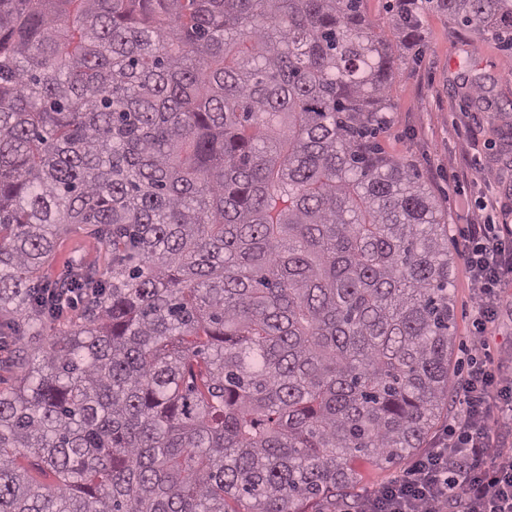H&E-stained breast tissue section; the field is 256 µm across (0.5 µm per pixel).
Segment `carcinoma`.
<instances>
[{
  "mask_svg": "<svg viewBox=\"0 0 512 512\" xmlns=\"http://www.w3.org/2000/svg\"><path fill=\"white\" fill-rule=\"evenodd\" d=\"M365 2L0 0V316L80 303L0 392V512H324L420 447L452 253L377 137L423 16L512 49V0ZM65 224L112 264L45 279Z\"/></svg>",
  "mask_w": 512,
  "mask_h": 512,
  "instance_id": "obj_1",
  "label": "carcinoma"
}]
</instances>
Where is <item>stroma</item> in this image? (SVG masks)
<instances>
[{
	"instance_id": "stroma-1",
	"label": "stroma",
	"mask_w": 512,
	"mask_h": 512,
	"mask_svg": "<svg viewBox=\"0 0 512 512\" xmlns=\"http://www.w3.org/2000/svg\"><path fill=\"white\" fill-rule=\"evenodd\" d=\"M474 72L483 76L489 96L502 105L512 103V60L499 45L490 37L427 14L419 49L404 51L394 68L388 90L389 123L380 136L386 152L414 164L448 228L454 258L448 291L456 315L449 369L456 382L487 357L499 365L503 376L512 377V310L502 313L490 352L469 341L472 289L459 230L488 217L501 222V214L488 209L489 199L512 204V112L501 119L474 108L461 90L464 76ZM489 168L497 173L492 186L482 178ZM104 256L102 246L83 228L71 227L61 231L45 273L55 278L68 263L99 265ZM47 343V337L30 336L25 328L13 327L6 341L0 342V390H11L19 381L20 372L12 363L16 347L35 349Z\"/></svg>"
}]
</instances>
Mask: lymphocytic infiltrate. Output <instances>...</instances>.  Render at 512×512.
<instances>
[{
  "label": "lymphocytic infiltrate",
  "mask_w": 512,
  "mask_h": 512,
  "mask_svg": "<svg viewBox=\"0 0 512 512\" xmlns=\"http://www.w3.org/2000/svg\"><path fill=\"white\" fill-rule=\"evenodd\" d=\"M461 239L473 289L470 339L486 350L499 312L512 306V225L469 224ZM458 391L461 409L437 448L362 496L355 512H512V454L497 437L512 425V387L485 361Z\"/></svg>",
  "instance_id": "1"
}]
</instances>
